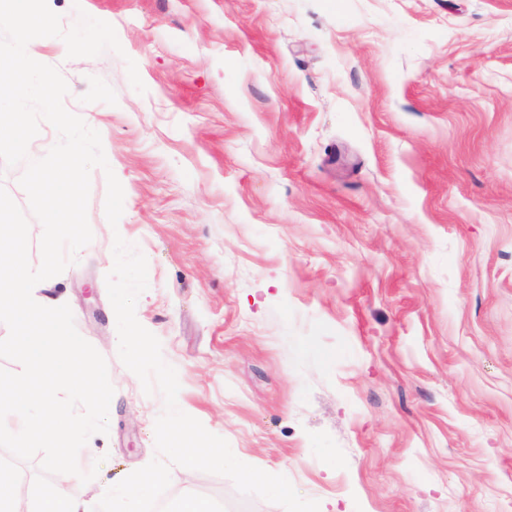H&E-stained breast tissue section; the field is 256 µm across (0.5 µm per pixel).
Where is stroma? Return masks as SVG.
<instances>
[{"label": "stroma", "instance_id": "obj_1", "mask_svg": "<svg viewBox=\"0 0 512 512\" xmlns=\"http://www.w3.org/2000/svg\"><path fill=\"white\" fill-rule=\"evenodd\" d=\"M48 2L123 48L34 41L124 189L113 227L92 170L93 239L38 290L114 388L74 495L156 455L163 398L120 360L106 287L119 236L180 410L239 460L319 512H512V0ZM185 493L284 512L172 467Z\"/></svg>", "mask_w": 512, "mask_h": 512}]
</instances>
